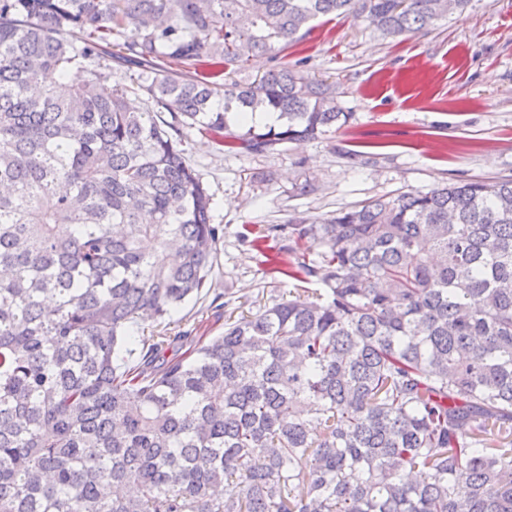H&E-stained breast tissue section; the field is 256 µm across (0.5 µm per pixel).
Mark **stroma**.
<instances>
[{"instance_id": "35a3bbf8", "label": "stroma", "mask_w": 512, "mask_h": 512, "mask_svg": "<svg viewBox=\"0 0 512 512\" xmlns=\"http://www.w3.org/2000/svg\"><path fill=\"white\" fill-rule=\"evenodd\" d=\"M282 67L334 83L352 118L321 139L259 155L186 135V155L221 233L209 293L167 317L169 334L194 326L209 336L222 332L214 301L238 317L299 293L300 282L282 273L295 261L291 240H269L270 263L254 246L269 225L379 196L512 176V0H470L463 13L394 38L363 16L320 19L286 50L250 57L235 77ZM307 180L315 191L297 195L296 184Z\"/></svg>"}]
</instances>
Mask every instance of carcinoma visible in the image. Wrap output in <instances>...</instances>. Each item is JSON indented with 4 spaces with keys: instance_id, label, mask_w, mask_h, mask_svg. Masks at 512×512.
I'll list each match as a JSON object with an SVG mask.
<instances>
[{
    "instance_id": "carcinoma-1",
    "label": "carcinoma",
    "mask_w": 512,
    "mask_h": 512,
    "mask_svg": "<svg viewBox=\"0 0 512 512\" xmlns=\"http://www.w3.org/2000/svg\"><path fill=\"white\" fill-rule=\"evenodd\" d=\"M399 3L0 0V512H512L511 176L294 216L277 272L325 293L129 332L217 257L184 131L262 154L351 117L324 80L195 61L234 72L332 15L414 34L468 0ZM256 111L280 124L229 131Z\"/></svg>"
}]
</instances>
